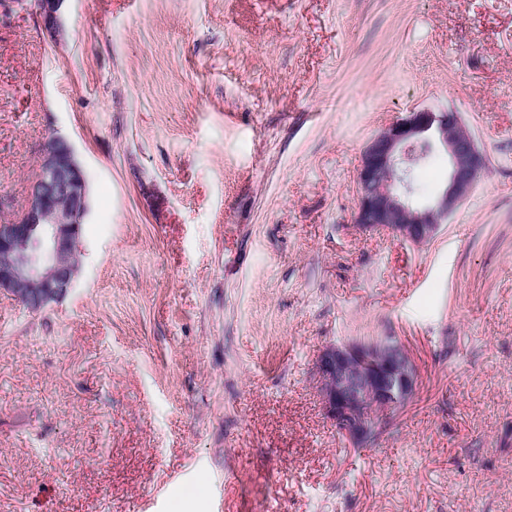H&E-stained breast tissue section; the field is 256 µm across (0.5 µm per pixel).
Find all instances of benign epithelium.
Listing matches in <instances>:
<instances>
[{"label":"benign epithelium","mask_w":512,"mask_h":512,"mask_svg":"<svg viewBox=\"0 0 512 512\" xmlns=\"http://www.w3.org/2000/svg\"><path fill=\"white\" fill-rule=\"evenodd\" d=\"M64 0H34L45 27L62 33ZM425 145L448 155V181L432 199L420 200L410 184L409 149ZM486 168L477 140L453 107L413 109L365 145L357 174L354 223L387 231L420 245L431 241L469 195ZM88 212V188L74 146L50 138L29 183L21 212L0 223V291L30 311L64 298L79 271L80 228ZM314 373L327 417L355 446L371 442L382 423L375 412L405 405L418 385L417 369L396 340L335 343L318 355Z\"/></svg>","instance_id":"benign-epithelium-1"}]
</instances>
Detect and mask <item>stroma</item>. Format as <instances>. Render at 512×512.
<instances>
[{
	"label": "stroma",
	"mask_w": 512,
	"mask_h": 512,
	"mask_svg": "<svg viewBox=\"0 0 512 512\" xmlns=\"http://www.w3.org/2000/svg\"><path fill=\"white\" fill-rule=\"evenodd\" d=\"M0 0V222L52 135L80 272L0 294V512H512V0ZM452 107L487 169L423 245L353 222L366 143ZM401 342L377 440L334 342ZM63 2L64 0H35L33 4L47 30L56 36L62 33L57 15ZM314 373L327 417L355 446L380 432L383 417L377 416L380 423L374 410L389 413L405 405L418 385L414 362L392 339L331 344L318 355Z\"/></svg>",
	"instance_id": "obj_1"
}]
</instances>
